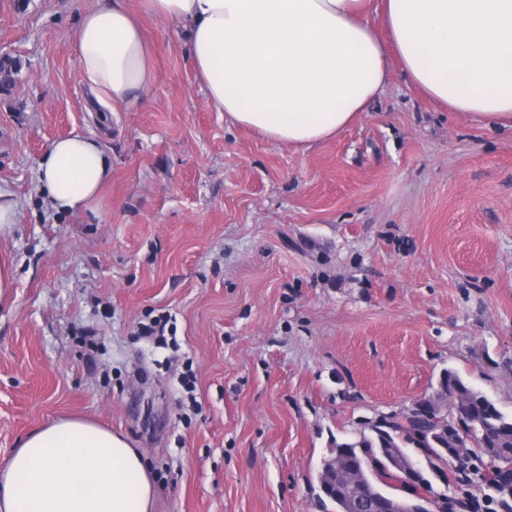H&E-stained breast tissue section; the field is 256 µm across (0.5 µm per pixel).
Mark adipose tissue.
<instances>
[{
    "instance_id": "ef3b65f1",
    "label": "adipose tissue",
    "mask_w": 512,
    "mask_h": 512,
    "mask_svg": "<svg viewBox=\"0 0 512 512\" xmlns=\"http://www.w3.org/2000/svg\"><path fill=\"white\" fill-rule=\"evenodd\" d=\"M183 23L196 77L227 122L305 148L337 136L381 94L398 61L407 84L444 110L512 129V0H142ZM379 13L374 26L370 13ZM76 58L102 106L129 105L155 80L125 0L79 19ZM111 164L100 143L53 141L38 162L49 206L93 201ZM141 453L78 418L30 433L0 469V512H154Z\"/></svg>"
}]
</instances>
